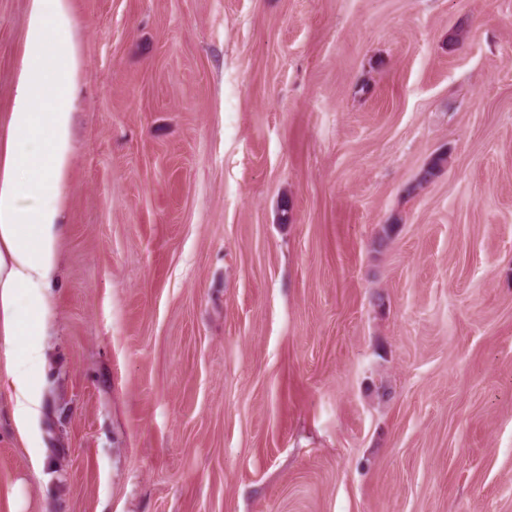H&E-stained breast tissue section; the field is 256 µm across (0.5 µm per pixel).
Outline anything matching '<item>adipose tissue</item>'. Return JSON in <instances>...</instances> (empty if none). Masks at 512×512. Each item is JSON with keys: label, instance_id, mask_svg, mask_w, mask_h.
Instances as JSON below:
<instances>
[{"label": "adipose tissue", "instance_id": "obj_1", "mask_svg": "<svg viewBox=\"0 0 512 512\" xmlns=\"http://www.w3.org/2000/svg\"><path fill=\"white\" fill-rule=\"evenodd\" d=\"M27 66L0 165V335L14 377L13 420L27 431L42 400L30 377L39 364L54 302L46 288L57 267L59 201L70 161L67 101L76 75L65 0H32Z\"/></svg>", "mask_w": 512, "mask_h": 512}]
</instances>
